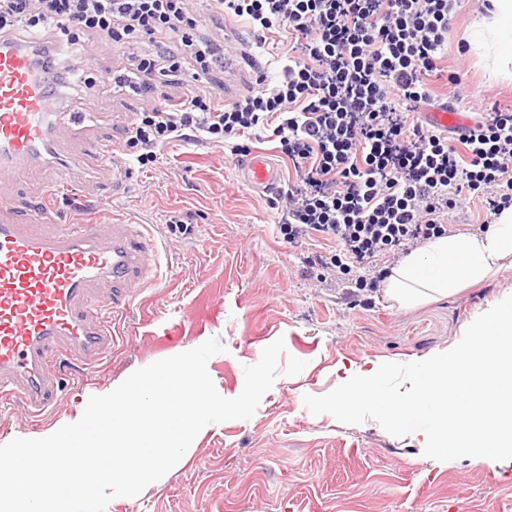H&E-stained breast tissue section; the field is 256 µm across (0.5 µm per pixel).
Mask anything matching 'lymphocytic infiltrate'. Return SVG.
<instances>
[{
    "instance_id": "f902f5d3",
    "label": "lymphocytic infiltrate",
    "mask_w": 512,
    "mask_h": 512,
    "mask_svg": "<svg viewBox=\"0 0 512 512\" xmlns=\"http://www.w3.org/2000/svg\"><path fill=\"white\" fill-rule=\"evenodd\" d=\"M220 16L248 20L258 43L287 29L292 46L274 84L227 104L198 83L224 66V48L203 37L197 0H0V36L53 37L38 54L50 90L71 72L63 53L92 54L86 38L122 46L148 40L134 90L148 104L123 138L129 161L149 167L174 141L215 145L243 156L250 139L278 140L296 180L269 206L284 239L333 240L306 257L325 284L354 275L376 288L389 262L450 233L449 212L480 199L490 214L512 205V108H491L457 140L415 120L431 105L425 77L438 68L459 0H209ZM177 38L172 53L164 40ZM193 63L181 96L152 104L160 76Z\"/></svg>"
}]
</instances>
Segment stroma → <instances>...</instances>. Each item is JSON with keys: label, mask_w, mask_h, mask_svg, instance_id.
Returning <instances> with one entry per match:
<instances>
[{"label": "stroma", "mask_w": 512, "mask_h": 512, "mask_svg": "<svg viewBox=\"0 0 512 512\" xmlns=\"http://www.w3.org/2000/svg\"><path fill=\"white\" fill-rule=\"evenodd\" d=\"M481 5L463 0L448 54L426 77L439 99L448 92L449 73L460 72L464 112L486 98L512 107V80L488 81L479 57L461 50ZM209 33L237 48L241 78L228 83L217 72L201 83L202 91L233 102L254 83L256 64L275 80L273 54L287 51V31L272 35L267 51L256 48L240 18L210 21ZM148 51L144 43L93 54L84 74L102 83L91 103L101 133H111L112 113L143 104L131 89L106 85V78L133 74L137 56ZM49 212L60 222L84 214L149 225L166 243L168 267L116 315L112 350L63 383L39 422H31L21 404L0 409V445L44 437L82 413L91 396L213 337L225 350L209 359L208 373L219 393L240 394L244 366L280 338L305 368L279 376L250 419L207 425L173 469L137 497L111 500L106 512H512V460L437 461L424 455L416 434L396 437L372 420L345 424L312 415L303 404L304 395L335 388L338 364L409 363L447 350L466 321L512 293V270L413 308L358 290L344 277L315 287L303 269L307 247L278 234L267 195L241 184L236 159L181 141L161 147L152 168H129L121 193L97 180L65 190ZM173 216L189 226L188 238L169 233Z\"/></svg>", "instance_id": "stroma-1"}]
</instances>
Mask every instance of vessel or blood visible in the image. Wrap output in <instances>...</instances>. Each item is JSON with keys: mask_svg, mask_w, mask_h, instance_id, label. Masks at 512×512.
I'll return each instance as SVG.
<instances>
[{"mask_svg": "<svg viewBox=\"0 0 512 512\" xmlns=\"http://www.w3.org/2000/svg\"><path fill=\"white\" fill-rule=\"evenodd\" d=\"M41 45L37 38L0 41V180L46 169L40 193L47 196L76 181L79 155L96 176L111 177L113 190H121L126 172L114 141L96 136V112H68L79 153L62 147L58 115L67 112L66 100L45 89L35 60ZM420 119L444 131L468 124L466 115L445 106ZM239 172L242 182L262 193L281 182L278 164L264 152L248 155ZM13 207L12 199L0 195V398L19 399L35 416L54 396L50 373L57 365L94 363L114 344L108 315L129 306L153 282L162 243L143 224L109 230L90 219L60 224L39 210L21 224L8 217ZM106 283L111 298L95 297L93 286Z\"/></svg>", "mask_w": 512, "mask_h": 512, "instance_id": "b4317fda", "label": "vessel or blood"}]
</instances>
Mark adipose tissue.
Segmentation results:
<instances>
[{
    "label": "adipose tissue",
    "instance_id": "obj_1",
    "mask_svg": "<svg viewBox=\"0 0 512 512\" xmlns=\"http://www.w3.org/2000/svg\"><path fill=\"white\" fill-rule=\"evenodd\" d=\"M472 24L470 48L492 78L512 76V0H489ZM512 268V206L485 233L432 239L405 257L386 279L384 293L403 307L439 300Z\"/></svg>",
    "mask_w": 512,
    "mask_h": 512
}]
</instances>
